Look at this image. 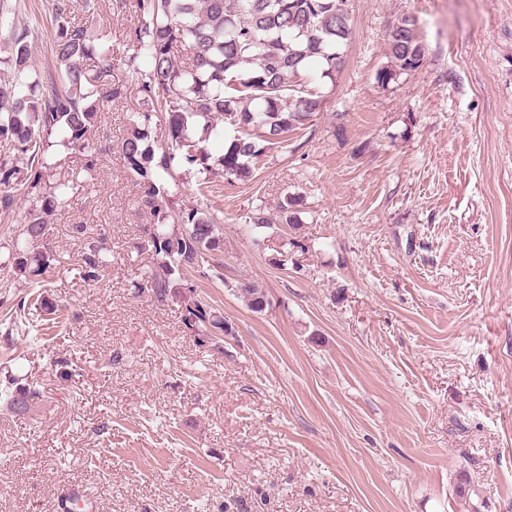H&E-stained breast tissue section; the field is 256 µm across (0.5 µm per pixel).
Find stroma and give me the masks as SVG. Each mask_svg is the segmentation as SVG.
Here are the masks:
<instances>
[{
    "instance_id": "obj_1",
    "label": "stroma",
    "mask_w": 512,
    "mask_h": 512,
    "mask_svg": "<svg viewBox=\"0 0 512 512\" xmlns=\"http://www.w3.org/2000/svg\"><path fill=\"white\" fill-rule=\"evenodd\" d=\"M350 13L341 69H312L313 127L219 199L224 280L203 292L233 337L200 342L182 299L137 290L155 262L120 152L135 98L104 113L96 183L53 217L55 327L21 324L33 289L6 267L21 223H0V391L41 393L26 415L0 405V512H59L70 492L96 512H460L461 476L479 512H512V0ZM404 16L425 48L412 73L388 45ZM99 22L128 83L138 19ZM289 195L293 227L278 218ZM74 224L106 232L97 281L78 277ZM238 292L248 301V306L252 311L261 313L270 306L267 294L261 288L250 283L237 285Z\"/></svg>"
}]
</instances>
